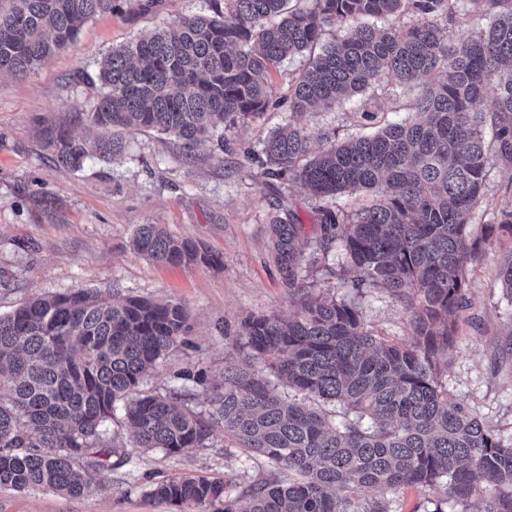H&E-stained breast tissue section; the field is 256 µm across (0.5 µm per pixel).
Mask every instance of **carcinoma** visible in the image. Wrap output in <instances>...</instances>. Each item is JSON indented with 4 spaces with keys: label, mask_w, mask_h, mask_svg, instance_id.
Here are the masks:
<instances>
[{
    "label": "carcinoma",
    "mask_w": 512,
    "mask_h": 512,
    "mask_svg": "<svg viewBox=\"0 0 512 512\" xmlns=\"http://www.w3.org/2000/svg\"><path fill=\"white\" fill-rule=\"evenodd\" d=\"M212 0L198 14L116 46L100 62L88 121L109 132L170 134L192 153L278 104L273 67L321 42L291 85V111L341 103L383 76L421 95L403 122L370 138L309 154L303 129L267 135L268 172L318 200L369 190L346 214L320 209L319 245L338 240L353 287L385 288L414 309L416 339L400 344L365 327L355 304L305 296L288 318L242 326L238 364L212 398L215 425L250 457L288 473L232 495L220 480L187 476L151 495L215 512H389L404 487L434 488L455 512H512V440L448 397L442 358L456 331L473 227L491 159L512 163V0ZM117 0H0V74L26 75L75 42L84 23ZM492 13L485 29L454 30L455 16ZM411 15L404 28L364 17ZM493 89L487 106L476 104ZM57 161L79 169L122 152L114 139L79 140L47 129ZM276 262L301 289L307 255L297 217L270 222ZM133 252L163 264H208L199 244L142 224ZM512 303V253L497 274ZM182 305L139 297L102 301L77 289L30 299L0 316V488H48L77 497L112 470L108 426L123 402L133 448L178 454L214 432L176 395L139 387L180 343Z\"/></svg>",
    "instance_id": "carcinoma-1"
}]
</instances>
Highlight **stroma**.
Here are the masks:
<instances>
[{"label": "stroma", "instance_id": "stroma-1", "mask_svg": "<svg viewBox=\"0 0 512 512\" xmlns=\"http://www.w3.org/2000/svg\"><path fill=\"white\" fill-rule=\"evenodd\" d=\"M209 0H120L118 10L85 23L77 41L25 76H0V314L37 296L75 288L101 299L136 296L181 304L188 332L161 359L147 391L182 394L187 407L209 419L211 396L224 383L226 364L242 359L239 333L252 316L297 309L299 293L288 288L275 260L269 223L296 213L312 248L301 272L311 295L332 293L355 300L375 335L412 341V311L383 288H352L338 243L316 248L321 235L318 203L298 183L266 175L262 141L294 124L311 136L310 151L354 136L371 135L405 119L410 89L393 94V82L330 108L297 114L288 107L293 79L309 54L283 60L270 73L278 106L238 125L225 146L210 145L188 157L174 137L155 131L124 134L114 160L94 158L74 171L60 165L43 137L63 125L77 137H96L85 114L98 86L78 72L97 73L112 47L157 28L208 12ZM512 208V164L493 161L483 188L482 211L492 220ZM142 224H159L178 238L216 256L210 266L165 265L135 254L130 241ZM512 252V234L481 238L464 260L465 300L441 376L451 398L467 403L502 438H512V320L496 273ZM127 457H113L101 486L79 497L49 489L0 490V512H198L151 497L158 481L191 476L221 480L235 491L271 480L269 466L249 461L236 444L214 431L202 447L170 455L130 447L122 413L109 426Z\"/></svg>", "mask_w": 512, "mask_h": 512}]
</instances>
